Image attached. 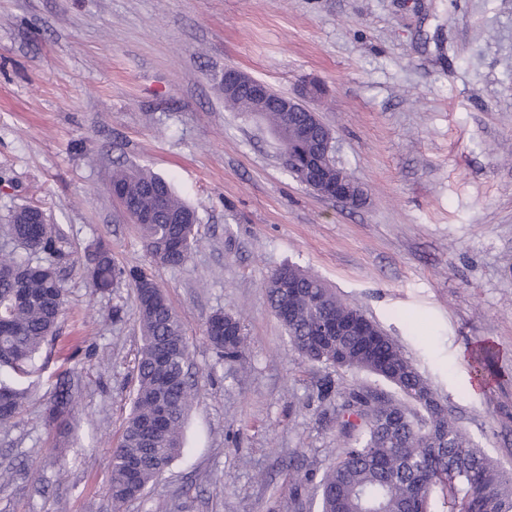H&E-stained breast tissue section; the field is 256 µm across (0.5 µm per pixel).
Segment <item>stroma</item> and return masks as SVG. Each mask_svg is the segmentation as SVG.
<instances>
[{
    "instance_id": "stroma-1",
    "label": "stroma",
    "mask_w": 512,
    "mask_h": 512,
    "mask_svg": "<svg viewBox=\"0 0 512 512\" xmlns=\"http://www.w3.org/2000/svg\"><path fill=\"white\" fill-rule=\"evenodd\" d=\"M229 67L283 95L320 86L308 105L362 205L289 172L266 122L226 105ZM130 166L194 208L186 264L157 263L113 199ZM27 203L73 255L48 366L0 424V512H117L107 476L142 341L133 284L89 288L101 239L154 275L195 374L186 448L118 512H317L338 439L318 390L377 380L295 350L265 293L286 264L376 321L512 472V0H0V246ZM218 311L240 321V361L204 334ZM66 368L78 397L62 433L45 407Z\"/></svg>"
}]
</instances>
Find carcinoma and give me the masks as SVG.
<instances>
[{
	"label": "carcinoma",
	"mask_w": 512,
	"mask_h": 512,
	"mask_svg": "<svg viewBox=\"0 0 512 512\" xmlns=\"http://www.w3.org/2000/svg\"><path fill=\"white\" fill-rule=\"evenodd\" d=\"M280 97L271 90L263 103L246 86L224 89V99L239 111L269 121L289 171L298 177V165L316 153V144L302 133L305 114L281 112ZM112 184L137 216L138 231L151 257L171 267L186 263L195 242V210L165 179L144 169L116 170ZM27 216L26 207L14 211L6 235L25 250L49 255L50 261L33 264L0 255V398H5L0 401V424L20 413L26 391L15 380L35 369L65 305L66 291L56 268L71 257L68 239L51 224L36 235L35 225L26 223ZM91 256L95 265L89 277L95 290L106 291L124 277L135 283L143 341L131 412L112 450L108 474L117 507L141 495L182 452L193 384L183 325L153 276L138 266H116L111 249L101 240ZM282 272L295 285L291 317L282 325L298 353L311 363L368 372L401 395L396 399L363 387L336 392L342 399L336 406L342 446L318 482L320 512H432V501L439 494L450 500L452 512H512V478L448 417L447 407L422 404L423 396L433 389L396 342L318 277L293 264L282 266ZM280 273H272L266 285L267 301L275 312L287 301L279 288ZM324 318L355 322L359 335L344 337L338 349L317 341L312 330ZM208 340L220 358H241L242 337ZM162 400L169 404V419L152 437L147 425ZM75 406L70 372L65 371L58 374L47 405L48 421L66 426Z\"/></svg>",
	"instance_id": "obj_1"
}]
</instances>
